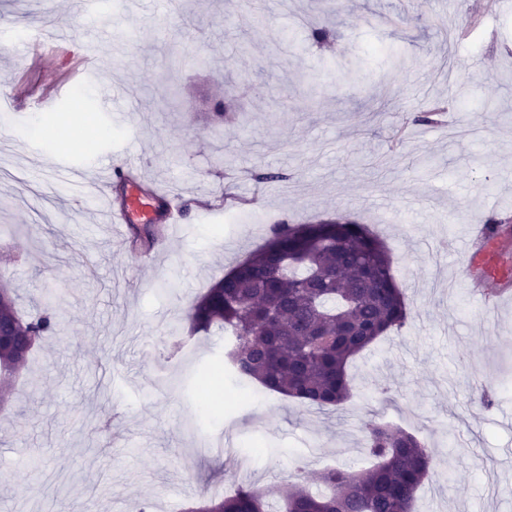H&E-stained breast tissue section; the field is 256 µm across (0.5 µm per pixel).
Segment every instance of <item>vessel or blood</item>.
Masks as SVG:
<instances>
[{"label": "vessel or blood", "mask_w": 512, "mask_h": 512, "mask_svg": "<svg viewBox=\"0 0 512 512\" xmlns=\"http://www.w3.org/2000/svg\"><path fill=\"white\" fill-rule=\"evenodd\" d=\"M93 197L104 200L108 222L116 235H125L130 225L176 224L180 210L174 197L161 188L146 193L137 170L122 165L106 171L95 184ZM468 293L490 304L512 294V226L483 224L476 230L461 268Z\"/></svg>", "instance_id": "vessel-or-blood-1"}]
</instances>
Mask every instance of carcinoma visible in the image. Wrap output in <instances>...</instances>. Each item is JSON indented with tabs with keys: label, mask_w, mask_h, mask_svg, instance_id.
Returning a JSON list of instances; mask_svg holds the SVG:
<instances>
[{
	"label": "carcinoma",
	"mask_w": 512,
	"mask_h": 512,
	"mask_svg": "<svg viewBox=\"0 0 512 512\" xmlns=\"http://www.w3.org/2000/svg\"><path fill=\"white\" fill-rule=\"evenodd\" d=\"M414 121L433 124L443 106H414ZM386 246L363 224L344 216L316 223L283 221L269 238L215 281L187 309L192 334L217 329L230 337L225 360L239 379L319 408L353 395L347 368L356 355L408 320ZM0 382L8 386L27 367L33 347L61 320L52 300L24 318L11 289L0 288ZM370 467L315 474L323 491L301 483L281 494V512H412L430 471L425 442L399 428L363 423ZM187 512H270L259 488L213 498Z\"/></svg>",
	"instance_id": "carcinoma-1"
}]
</instances>
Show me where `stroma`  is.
Returning a JSON list of instances; mask_svg holds the SVG:
<instances>
[{"label":"stroma","instance_id":"1","mask_svg":"<svg viewBox=\"0 0 512 512\" xmlns=\"http://www.w3.org/2000/svg\"><path fill=\"white\" fill-rule=\"evenodd\" d=\"M124 32L79 0H0V24L72 47L0 41V250L17 308L54 294L64 329L40 341L0 408L8 512H179L230 473L278 504L297 467L366 464L364 421L425 439L433 461L417 512H512V300L493 316L461 297L465 226L512 215V7L489 0H112ZM334 29L311 44L308 23ZM248 53H241V46ZM358 58L361 69L341 63ZM181 87L178 105L160 97ZM108 84L129 100L105 101ZM429 84L445 124L407 122L394 102ZM229 99L242 121L212 120ZM131 160L188 203L151 263L89 220L92 200L49 176ZM278 180L260 183L253 169ZM241 198L228 208L222 195ZM348 215L388 246L409 310L349 369L355 397L320 409L258 382H200L224 362L219 333L184 311L272 224ZM180 338L168 358L157 337ZM492 387L495 405L482 404ZM257 449L255 465L205 443Z\"/></svg>","mask_w":512,"mask_h":512}]
</instances>
